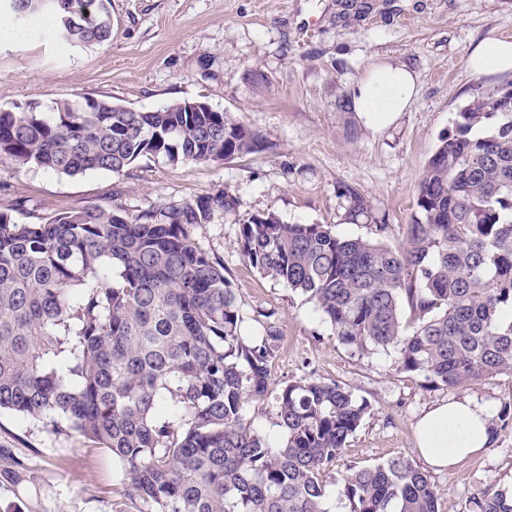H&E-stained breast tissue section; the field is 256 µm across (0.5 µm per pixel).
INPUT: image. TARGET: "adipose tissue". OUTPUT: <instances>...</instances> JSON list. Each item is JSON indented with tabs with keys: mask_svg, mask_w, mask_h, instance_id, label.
I'll use <instances>...</instances> for the list:
<instances>
[{
	"mask_svg": "<svg viewBox=\"0 0 512 512\" xmlns=\"http://www.w3.org/2000/svg\"><path fill=\"white\" fill-rule=\"evenodd\" d=\"M468 66L477 74L512 72V39L482 42L471 51ZM417 82V74L401 62H376L353 86V108L367 123H386L412 108ZM416 430L421 456L433 467L447 468L489 445L492 413L467 398L445 402L424 413Z\"/></svg>",
	"mask_w": 512,
	"mask_h": 512,
	"instance_id": "ef3b65f1",
	"label": "adipose tissue"
}]
</instances>
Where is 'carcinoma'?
<instances>
[{
	"label": "carcinoma",
	"instance_id": "1",
	"mask_svg": "<svg viewBox=\"0 0 512 512\" xmlns=\"http://www.w3.org/2000/svg\"><path fill=\"white\" fill-rule=\"evenodd\" d=\"M18 20L54 16L58 41L103 44L105 0H9ZM260 136L226 112L155 110L85 99L0 110V158L75 176L119 173L144 157L218 163ZM349 218L369 201L349 194ZM198 197L135 216L112 206L20 223L0 211V411L76 431L112 453L140 512H328L322 474L336 467L370 404L334 382L304 379L275 396L282 442L247 418L269 395L279 337L243 333L224 264L189 228L232 210ZM406 237L343 238L274 213L241 225L237 247L261 275L301 292L354 354L393 349L432 388L512 373V83L456 113L421 176ZM349 512H439L431 477L397 456L353 466ZM473 512H512L486 488Z\"/></svg>",
	"mask_w": 512,
	"mask_h": 512
}]
</instances>
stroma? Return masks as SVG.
<instances>
[{"instance_id": "1", "label": "stroma", "mask_w": 512, "mask_h": 512, "mask_svg": "<svg viewBox=\"0 0 512 512\" xmlns=\"http://www.w3.org/2000/svg\"><path fill=\"white\" fill-rule=\"evenodd\" d=\"M112 37L70 46L0 30V109L107 99L136 110L200 100L262 138L254 153L174 166L141 159L119 173L77 176L0 161V209L22 223L109 204L126 214L229 193L233 211L194 226L198 246L223 262L246 325L270 327L281 346L271 387L335 382L368 400L367 415L324 482L329 512H348L349 466L403 455L420 462L416 423L432 405L470 398L493 413L492 445L455 466L430 470L439 512H472L482 489L512 488V374L468 389H432L397 369L394 352L358 355L299 292L261 276L240 254L241 224L272 212L287 224H327L367 238L347 220L346 190L366 197L373 221L400 240L417 209V186L456 112L507 76L474 75L468 53L490 37L512 38V0H109ZM392 59L415 70L418 96L388 124L367 125L349 105L367 66ZM0 512H136L121 494L105 449L9 412L0 414Z\"/></svg>"}]
</instances>
